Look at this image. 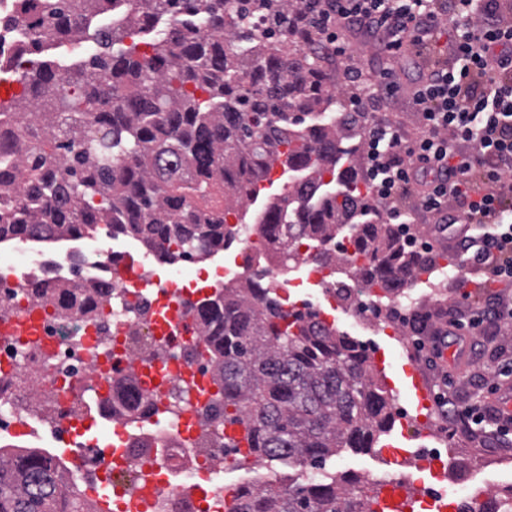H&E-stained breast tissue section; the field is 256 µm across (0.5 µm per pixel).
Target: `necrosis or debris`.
Wrapping results in <instances>:
<instances>
[{
	"label": "necrosis or debris",
	"instance_id": "4bbe7bcc",
	"mask_svg": "<svg viewBox=\"0 0 512 512\" xmlns=\"http://www.w3.org/2000/svg\"><path fill=\"white\" fill-rule=\"evenodd\" d=\"M233 243L243 256L235 279H277L278 269L270 260L273 243L263 227L241 225ZM10 252L15 260L0 274V446L11 447L15 427L30 424L37 451L53 457L75 480L85 512H98L99 500L107 496L112 512H125L117 492L139 493L145 464L167 480L166 491L150 497L146 512H225L231 499L223 486L207 495L196 492L202 473H223L237 454L224 445L228 425L223 399L197 385L213 372L195 315L198 295L175 291L169 302L181 321L164 329L160 289L137 290L120 279L118 267L127 257L120 239L63 249L46 230L13 242ZM307 253L304 246L297 252L304 277L278 280L284 310L311 307V300L292 298L293 289L306 283L321 288L324 300L333 298L330 270ZM56 280L83 290L90 316L59 314L55 303H40L33 295L32 284ZM34 312L40 315L37 335L5 330V322ZM136 363L160 366L165 385L144 387L131 371ZM159 407L162 419L142 428V421ZM187 413L197 423L198 437L192 441L184 440L178 429ZM89 414L110 427L123 421L134 427L118 442L108 434L79 441L74 449L63 447L71 429ZM480 472L478 492L470 499L474 512L512 507V496L502 495L512 487L506 459L488 457Z\"/></svg>",
	"mask_w": 512,
	"mask_h": 512
}]
</instances>
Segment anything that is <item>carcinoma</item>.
<instances>
[{
	"label": "carcinoma",
	"instance_id": "obj_1",
	"mask_svg": "<svg viewBox=\"0 0 512 512\" xmlns=\"http://www.w3.org/2000/svg\"><path fill=\"white\" fill-rule=\"evenodd\" d=\"M8 24L36 56L0 106V243L50 227L58 238L98 226L128 236L170 264L202 262L233 238L243 202H266L252 220L279 239L278 262L308 246L331 269L349 267L390 299L422 260L384 222L361 173L362 144L345 145L336 74L322 65L298 0H18ZM122 25L91 30L113 16ZM210 22L216 31L203 36ZM95 38L78 64L42 60L52 46ZM126 49L114 50L122 38ZM280 165L283 174L271 180ZM355 236L354 250L330 243ZM63 310L86 312L67 282L35 285ZM223 386L224 418L245 424L248 455L325 463L367 450L393 422L387 391L366 350L314 310L285 312L267 288L236 281L198 307ZM356 478L309 486L241 487L229 512H375ZM0 512H83L51 459L0 461Z\"/></svg>",
	"mask_w": 512,
	"mask_h": 512
}]
</instances>
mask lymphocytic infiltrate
<instances>
[{
	"label": "lymphocytic infiltrate",
	"instance_id": "obj_1",
	"mask_svg": "<svg viewBox=\"0 0 512 512\" xmlns=\"http://www.w3.org/2000/svg\"><path fill=\"white\" fill-rule=\"evenodd\" d=\"M301 0L317 43L332 58L349 56L350 33L377 37L391 56L419 58L410 104L419 121L415 136L369 115L374 97H394L402 87L394 65L365 78L345 74L352 88L351 113L363 124L364 171L373 198L411 253L429 256L434 239L454 240L463 268L454 287L472 272L512 284V4L504 0ZM448 24V50L430 55L441 24ZM431 222V237L416 234L417 218ZM512 324V301L498 296L458 318L417 349L440 360L443 347L458 345L477 355L484 324Z\"/></svg>",
	"mask_w": 512,
	"mask_h": 512
}]
</instances>
